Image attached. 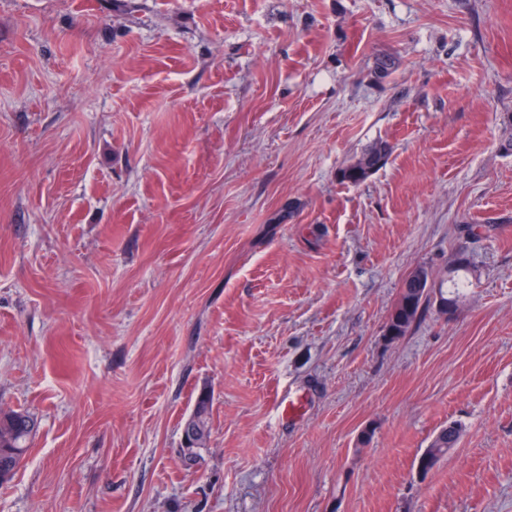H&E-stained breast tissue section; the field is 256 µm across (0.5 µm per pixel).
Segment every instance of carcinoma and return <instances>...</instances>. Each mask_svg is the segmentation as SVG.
Segmentation results:
<instances>
[{"label":"carcinoma","mask_w":512,"mask_h":512,"mask_svg":"<svg viewBox=\"0 0 512 512\" xmlns=\"http://www.w3.org/2000/svg\"><path fill=\"white\" fill-rule=\"evenodd\" d=\"M391 153L388 143L380 141L360 154L352 163L339 170V179L346 184L357 185L381 169ZM469 268L465 253L459 252L449 262L448 274L439 281L432 279L431 273L424 267L417 268L424 281L432 283L426 295L417 293L408 284H402L399 298L393 308L385 329V335L397 340L406 335L419 320L423 311L435 303V296L458 303L466 297L465 280L460 272ZM210 397L206 392L199 394L191 417L195 419L198 431L194 447L184 451V457L193 461L197 449L206 445L210 436L209 417ZM37 431V420L25 410H0V483L9 480L21 460L24 458L30 442ZM462 435V428L457 423H450L440 429L428 448L420 455L417 467L422 474L431 471L450 450L457 447Z\"/></svg>","instance_id":"1"}]
</instances>
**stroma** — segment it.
I'll use <instances>...</instances> for the list:
<instances>
[{"mask_svg":"<svg viewBox=\"0 0 512 512\" xmlns=\"http://www.w3.org/2000/svg\"><path fill=\"white\" fill-rule=\"evenodd\" d=\"M0 405V512H512V0H0ZM391 147L380 141L360 154L352 163L339 170L341 183L357 185L381 169L387 162ZM469 260L465 252H458L449 262L448 274L438 283L432 278L431 273L424 267L416 270L425 282L431 281L432 288L427 295L417 293L409 288L406 278L403 281L399 298L393 308L385 329V335L390 340H397L405 336L419 320L423 311L431 304H435L436 292L446 301H455L461 304L466 297L467 283L459 277V272L468 271ZM448 282H450L448 290ZM447 284L446 288L444 285ZM464 284V286H463ZM449 297V298H448ZM441 301L437 309L448 318H452L458 311L454 306H448V302ZM209 414L210 397L207 392H202L199 394L195 403L194 411L190 415V417L195 419L198 431L196 432L197 436L195 438L194 447L188 450L183 448L184 457L186 460L195 461L197 457V449L203 448L206 445V442L210 436ZM37 420L25 410H0V483L9 480L37 431ZM462 435V428L457 423H449L434 436L428 448L420 455L417 467L423 475L431 471L450 450L456 448Z\"/></svg>","mask_w":512,"mask_h":512,"instance_id":"35a3bbf8","label":"stroma"}]
</instances>
